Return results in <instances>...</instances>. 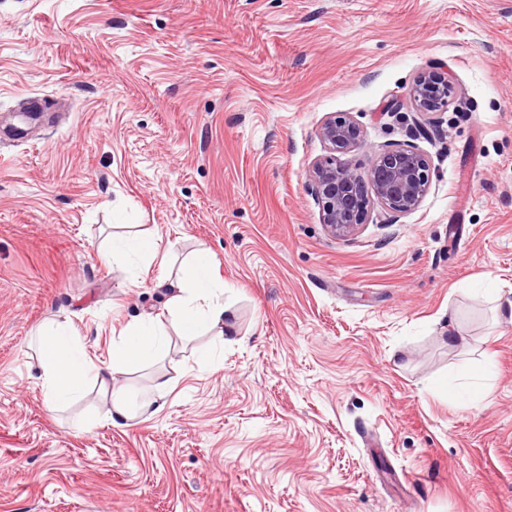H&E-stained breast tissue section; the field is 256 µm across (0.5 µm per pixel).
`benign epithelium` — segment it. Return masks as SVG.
<instances>
[{
  "label": "benign epithelium",
  "mask_w": 512,
  "mask_h": 512,
  "mask_svg": "<svg viewBox=\"0 0 512 512\" xmlns=\"http://www.w3.org/2000/svg\"><path fill=\"white\" fill-rule=\"evenodd\" d=\"M408 99L413 115L404 120L410 122L412 135L426 136L427 127L420 117L447 111L456 100L455 87L448 72L433 67L413 80ZM318 135L329 154L313 164L309 187L329 233L336 237L354 234L372 198L388 211L391 224L419 208L431 186V164L423 152L410 145L384 149L361 171L348 158L364 143L363 130L352 117H327Z\"/></svg>",
  "instance_id": "7a95c632"
}]
</instances>
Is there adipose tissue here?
<instances>
[{
  "label": "adipose tissue",
  "instance_id": "ef3b65f1",
  "mask_svg": "<svg viewBox=\"0 0 512 512\" xmlns=\"http://www.w3.org/2000/svg\"><path fill=\"white\" fill-rule=\"evenodd\" d=\"M171 296L162 314L132 323L120 334L109 364L93 362L80 350V341L66 325L50 321L37 329L41 366L39 385L48 403L59 406L81 398L94 386L108 402L106 418L122 428L130 421L149 420L165 409L173 381L156 373L144 393H136L116 381L117 375L164 356L171 336L190 340L204 332L217 338L230 334L224 307V284L211 272L205 252H198L189 270L169 283Z\"/></svg>",
  "mask_w": 512,
  "mask_h": 512
}]
</instances>
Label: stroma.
I'll return each instance as SVG.
<instances>
[{
    "mask_svg": "<svg viewBox=\"0 0 512 512\" xmlns=\"http://www.w3.org/2000/svg\"><path fill=\"white\" fill-rule=\"evenodd\" d=\"M448 71L409 140L382 108ZM351 153L415 143L420 207L332 236L308 190L326 117ZM150 237L153 261L106 260ZM234 326L120 376L175 381L115 428L50 409L36 327L106 364L200 249ZM512 0H0V512H512ZM487 368L482 401L447 385ZM455 93V87L448 72L442 68L433 67L420 73L413 80L408 91V99L413 113H411V117L409 115L400 116L406 122L411 121L408 125H410L412 135L427 136V127L419 117L429 113L447 111L448 106L457 98ZM155 247L147 238L130 237V238H112V259L120 256H129L131 253L146 257H153Z\"/></svg>",
    "mask_w": 512,
    "mask_h": 512,
    "instance_id": "35a3bbf8",
    "label": "stroma"
}]
</instances>
